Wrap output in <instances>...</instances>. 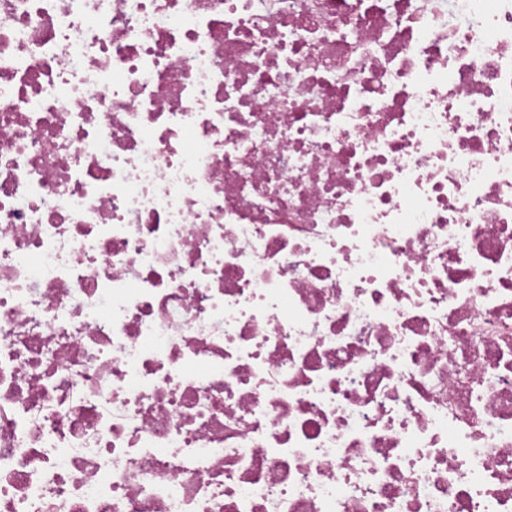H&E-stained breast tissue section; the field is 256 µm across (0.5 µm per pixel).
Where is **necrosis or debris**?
<instances>
[{
    "label": "necrosis or debris",
    "mask_w": 512,
    "mask_h": 512,
    "mask_svg": "<svg viewBox=\"0 0 512 512\" xmlns=\"http://www.w3.org/2000/svg\"><path fill=\"white\" fill-rule=\"evenodd\" d=\"M0 512H512V0H0Z\"/></svg>",
    "instance_id": "4bbe7bcc"
}]
</instances>
